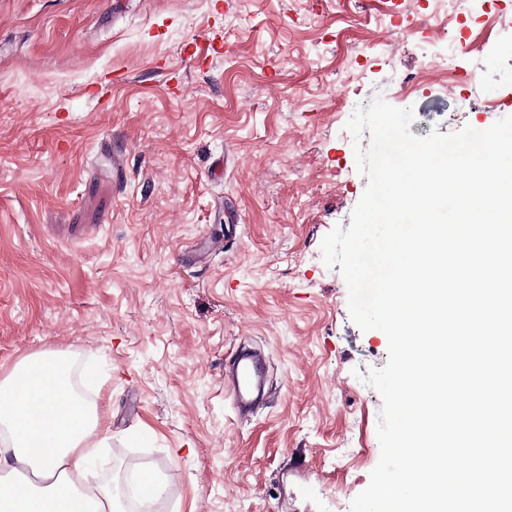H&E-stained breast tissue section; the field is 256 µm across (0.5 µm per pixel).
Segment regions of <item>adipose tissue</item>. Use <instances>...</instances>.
<instances>
[{"label": "adipose tissue", "instance_id": "obj_1", "mask_svg": "<svg viewBox=\"0 0 512 512\" xmlns=\"http://www.w3.org/2000/svg\"><path fill=\"white\" fill-rule=\"evenodd\" d=\"M69 356L40 352L0 380V512H122L111 489L79 485L98 416L71 383Z\"/></svg>", "mask_w": 512, "mask_h": 512}]
</instances>
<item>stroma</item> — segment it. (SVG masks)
Returning a JSON list of instances; mask_svg holds the SVG:
<instances>
[{"label": "stroma", "instance_id": "35a3bbf8", "mask_svg": "<svg viewBox=\"0 0 512 512\" xmlns=\"http://www.w3.org/2000/svg\"><path fill=\"white\" fill-rule=\"evenodd\" d=\"M448 13L453 54L432 0H0V377L69 353L124 512H350L368 486L388 340L321 244L368 184L358 108H413L420 137L512 116V0ZM243 346L267 390L246 417ZM143 470L163 493L125 497ZM260 371L255 360L245 354L236 357L234 367L230 374L224 376V383L232 389L239 405L245 401L246 395L250 392L254 379L259 376Z\"/></svg>", "mask_w": 512, "mask_h": 512}]
</instances>
